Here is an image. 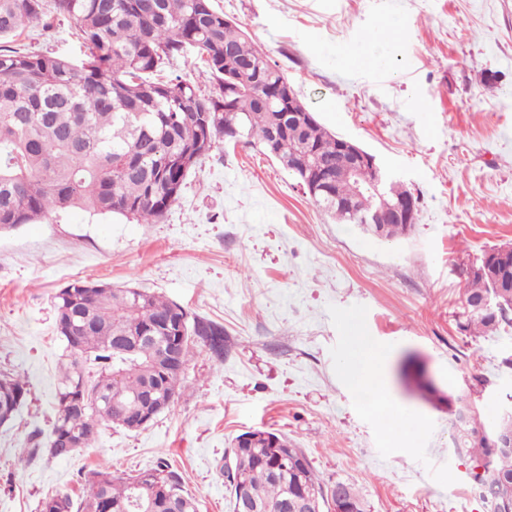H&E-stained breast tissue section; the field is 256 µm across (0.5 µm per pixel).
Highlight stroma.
Instances as JSON below:
<instances>
[{
	"label": "stroma",
	"mask_w": 512,
	"mask_h": 512,
	"mask_svg": "<svg viewBox=\"0 0 512 512\" xmlns=\"http://www.w3.org/2000/svg\"><path fill=\"white\" fill-rule=\"evenodd\" d=\"M279 65L329 131L376 156L419 198L413 231L379 241L329 218L258 148L218 144L155 224L81 210L0 229V372L27 384L0 427V512L86 493L98 466L167 462L199 502L230 512L232 439L285 435L326 483L353 484L368 512H484L452 451L445 409L415 393L406 358L444 392L512 394V330L458 329L465 268L512 243V0H214ZM74 21L29 25L16 45L76 57ZM78 279L159 293L224 327V359L196 347L172 407L148 426L103 425L94 446L30 457L49 435L63 345L54 295ZM386 356L387 392L408 421L384 434L343 378L345 318ZM488 380L479 389L475 378Z\"/></svg>",
	"instance_id": "stroma-1"
}]
</instances>
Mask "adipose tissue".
Wrapping results in <instances>:
<instances>
[{
  "instance_id": "obj_1",
  "label": "adipose tissue",
  "mask_w": 512,
  "mask_h": 512,
  "mask_svg": "<svg viewBox=\"0 0 512 512\" xmlns=\"http://www.w3.org/2000/svg\"><path fill=\"white\" fill-rule=\"evenodd\" d=\"M348 332L344 378L363 397L367 411L379 418L382 429L394 432L400 420L382 380V354L359 324L350 323Z\"/></svg>"
}]
</instances>
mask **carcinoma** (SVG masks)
<instances>
[{
    "label": "carcinoma",
    "mask_w": 512,
    "mask_h": 512,
    "mask_svg": "<svg viewBox=\"0 0 512 512\" xmlns=\"http://www.w3.org/2000/svg\"><path fill=\"white\" fill-rule=\"evenodd\" d=\"M54 12L76 22L83 53L77 58L24 51L5 45L46 12L43 0H0V228L35 224L55 213L81 209L91 215H122L140 224L157 223L178 201L198 162L227 140H247L266 150L294 177L299 155L311 146L329 176L332 194L314 202L333 215L336 197L353 200L358 211L391 206L412 195L398 182L376 196L373 172L350 178L340 136L319 121L289 115L288 80L246 31L217 9L213 0H54ZM202 63L215 83L204 95L177 73L175 64ZM376 239L408 235L411 224L360 225ZM489 255L487 271L476 258L463 269L465 288L456 315L458 328L472 336L512 328V256ZM509 296L495 310L480 307L494 281ZM56 324L74 327L60 334L68 358L56 390L58 402L75 393L85 400L77 411L57 408L52 432L83 436L79 448H52L36 442L34 452L69 457L97 441L101 426L129 431L159 400H173L185 377L167 369L163 345L181 336L179 357L187 364L195 346L224 359V327L192 316L180 304L138 288L87 287L77 280L55 296ZM123 373L122 389L112 390V373ZM405 378L430 402L448 397L421 380V368ZM25 383L0 372V420H12L24 404ZM452 416L453 448L481 472L472 490L485 512H512V446L490 432L480 399L470 401L465 424ZM250 448L232 447L224 459L231 512L242 495L255 498L256 512H309L314 496L319 512H332L336 499L348 512L367 504L346 482L326 484L300 448L274 435ZM87 494L79 503L67 495L43 501L51 512H197L181 477L161 464L129 477L106 468L84 475Z\"/></svg>",
    "instance_id": "obj_1"
}]
</instances>
